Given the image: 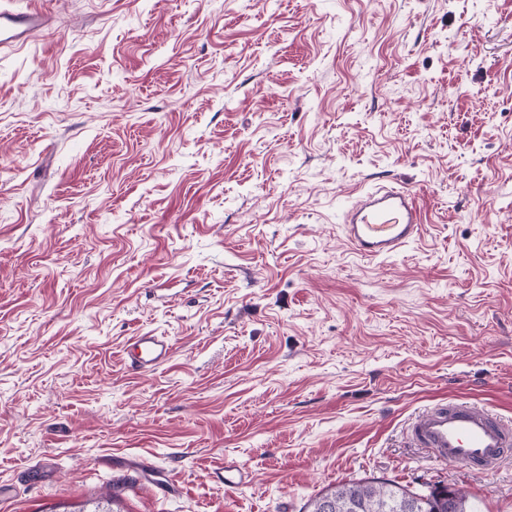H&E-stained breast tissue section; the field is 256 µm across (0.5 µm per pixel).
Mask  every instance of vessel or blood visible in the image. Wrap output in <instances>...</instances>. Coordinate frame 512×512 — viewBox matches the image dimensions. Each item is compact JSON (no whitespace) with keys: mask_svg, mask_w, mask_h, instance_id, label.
Returning a JSON list of instances; mask_svg holds the SVG:
<instances>
[{"mask_svg":"<svg viewBox=\"0 0 512 512\" xmlns=\"http://www.w3.org/2000/svg\"><path fill=\"white\" fill-rule=\"evenodd\" d=\"M47 22L38 10L0 6V50L28 44L44 32ZM342 230L357 254L385 259L419 238L422 214L410 191L378 185L361 193L346 210ZM124 353L131 370L153 371L170 359L173 345L169 337L146 331L131 337ZM410 436L433 449L438 460L466 467L488 470L512 452V424L475 405L435 404L416 419Z\"/></svg>","mask_w":512,"mask_h":512,"instance_id":"obj_1","label":"vessel or blood"}]
</instances>
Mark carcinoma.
<instances>
[{"label": "carcinoma", "mask_w": 512, "mask_h": 512, "mask_svg": "<svg viewBox=\"0 0 512 512\" xmlns=\"http://www.w3.org/2000/svg\"><path fill=\"white\" fill-rule=\"evenodd\" d=\"M335 503L333 512H472L467 491L435 487L417 493L384 480H352L331 486L309 503V512H324L323 502Z\"/></svg>", "instance_id": "cac0c4a2"}]
</instances>
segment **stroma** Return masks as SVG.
Instances as JSON below:
<instances>
[{
    "instance_id": "stroma-1",
    "label": "stroma",
    "mask_w": 512,
    "mask_h": 512,
    "mask_svg": "<svg viewBox=\"0 0 512 512\" xmlns=\"http://www.w3.org/2000/svg\"><path fill=\"white\" fill-rule=\"evenodd\" d=\"M10 2L52 26L0 52L5 512H303L362 478L512 512V457L409 439L442 401L512 419V0ZM378 184L423 209L384 260L341 231ZM147 330L174 352L140 375ZM125 364L135 372L153 371L165 364L173 353L168 336L146 331L132 336L125 346Z\"/></svg>"
}]
</instances>
